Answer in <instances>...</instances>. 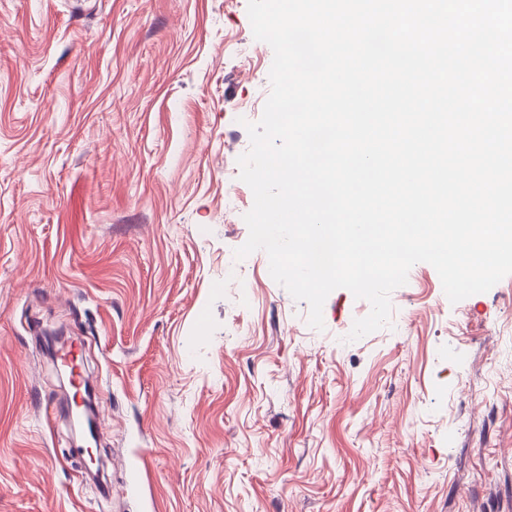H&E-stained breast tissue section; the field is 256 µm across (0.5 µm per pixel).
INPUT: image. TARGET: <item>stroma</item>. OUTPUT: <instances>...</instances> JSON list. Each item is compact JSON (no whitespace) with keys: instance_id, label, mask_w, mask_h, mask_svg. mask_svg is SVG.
<instances>
[{"instance_id":"1","label":"stroma","mask_w":512,"mask_h":512,"mask_svg":"<svg viewBox=\"0 0 512 512\" xmlns=\"http://www.w3.org/2000/svg\"><path fill=\"white\" fill-rule=\"evenodd\" d=\"M248 0H0V512H512V275L323 330L248 238L237 159L273 50ZM243 269L247 288L225 283ZM99 392L85 478L55 368Z\"/></svg>"}]
</instances>
